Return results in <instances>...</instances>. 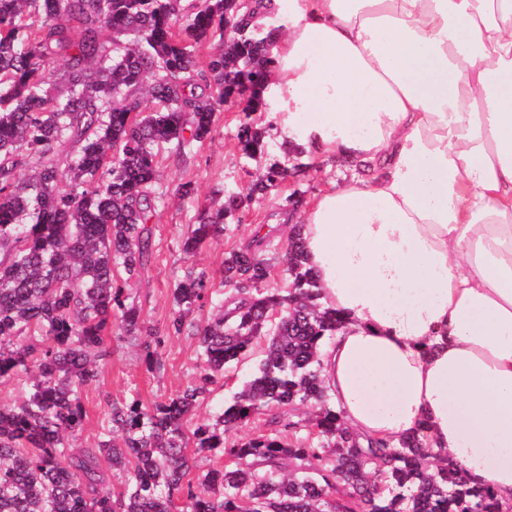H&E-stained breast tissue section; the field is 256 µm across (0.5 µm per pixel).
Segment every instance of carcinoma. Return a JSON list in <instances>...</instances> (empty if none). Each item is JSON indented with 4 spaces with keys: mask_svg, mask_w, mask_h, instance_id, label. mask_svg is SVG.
Listing matches in <instances>:
<instances>
[{
    "mask_svg": "<svg viewBox=\"0 0 512 512\" xmlns=\"http://www.w3.org/2000/svg\"><path fill=\"white\" fill-rule=\"evenodd\" d=\"M270 15L234 0H0V381L32 375L25 400L0 406V512H508L490 484L431 448L426 428L387 442L347 426L323 372L325 345L344 321L322 303L301 224L282 257L288 288L269 287L266 236L256 230L224 258L235 296L201 326L185 315L206 303L210 279L188 269L169 331L198 336L196 381L150 405L107 400L97 447H69L85 420L81 390L109 353L106 333L144 329L115 271L130 280L149 256L157 149L208 139L217 107L233 99L246 101L243 154L267 152L272 126L256 113L277 68ZM128 34L136 41L123 42ZM202 45L211 50L201 61ZM226 72L240 81L224 85ZM202 85L213 93L197 95ZM67 146L75 152L62 173ZM303 153L284 144V159L270 160L247 193L202 208L184 254L282 185ZM262 338L252 377L215 422L187 436L184 421L208 386ZM159 348L157 336L144 343L151 370L164 365ZM300 406L311 416L284 427L308 428L304 440L224 439L267 408ZM200 451L224 457L198 475L204 495L187 480ZM103 459L125 475L121 492Z\"/></svg>",
    "mask_w": 512,
    "mask_h": 512,
    "instance_id": "cac0c4a2",
    "label": "carcinoma"
}]
</instances>
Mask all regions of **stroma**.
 I'll list each match as a JSON object with an SVG mask.
<instances>
[{
	"label": "stroma",
	"instance_id": "obj_1",
	"mask_svg": "<svg viewBox=\"0 0 512 512\" xmlns=\"http://www.w3.org/2000/svg\"><path fill=\"white\" fill-rule=\"evenodd\" d=\"M238 125V112L224 106L216 114L209 139L183 148L174 144L161 148L158 158L161 177L157 188L164 196V204L149 224L150 258L139 277L129 282L126 294L140 308L146 325L160 336L165 367L158 372L147 371L141 338L113 339L111 356L99 362L95 380L82 390L86 417L82 430L72 438V445L96 447L107 397L123 399L134 395L148 404L160 402L176 395L197 376L201 365L197 336L188 332L175 335L168 331L176 311L173 289L186 267L195 266L211 279L210 299L191 316L193 323L201 325L233 296L231 288L222 281L225 255L245 243L256 225L270 224L277 228L266 251L267 256L275 260L270 283L277 288L285 287L284 267L276 258L285 251L289 225L303 220L302 210L287 209L286 196L297 192L309 203L322 190L340 186L361 173L356 162L305 152L299 159L301 170L297 175L252 202L241 222L228 225L223 236L209 241L194 256H186L181 250V241L216 190L246 191L266 163L267 156L243 157L237 140ZM187 184L193 189L188 196L183 193ZM255 364L256 359L251 356L226 369L211 385L193 419L189 420V427H196L198 422L221 413Z\"/></svg>",
	"mask_w": 512,
	"mask_h": 512
}]
</instances>
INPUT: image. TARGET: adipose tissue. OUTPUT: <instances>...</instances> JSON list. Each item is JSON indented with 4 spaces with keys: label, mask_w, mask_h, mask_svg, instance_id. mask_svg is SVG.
<instances>
[{
    "label": "adipose tissue",
    "mask_w": 512,
    "mask_h": 512,
    "mask_svg": "<svg viewBox=\"0 0 512 512\" xmlns=\"http://www.w3.org/2000/svg\"><path fill=\"white\" fill-rule=\"evenodd\" d=\"M275 53L279 137L369 172L304 218L331 395L512 504V0H293Z\"/></svg>",
    "instance_id": "1"
}]
</instances>
